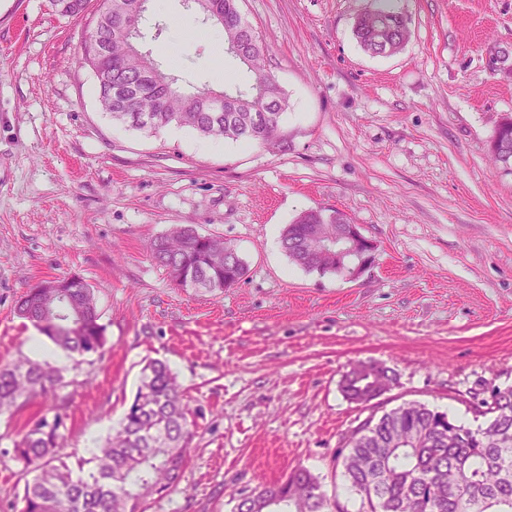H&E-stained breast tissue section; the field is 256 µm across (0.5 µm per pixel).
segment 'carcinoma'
I'll use <instances>...</instances> for the list:
<instances>
[{"label":"carcinoma","instance_id":"cac0c4a2","mask_svg":"<svg viewBox=\"0 0 512 512\" xmlns=\"http://www.w3.org/2000/svg\"><path fill=\"white\" fill-rule=\"evenodd\" d=\"M208 16L224 34V52L251 73V83L231 92L225 112L209 111L210 89L185 92L177 79L162 73L169 85L141 79L142 68L156 66L137 39L112 38L114 18L102 0L83 52L96 79L98 101L112 118L137 130L159 131L175 124L207 138L266 142L279 131L287 99L267 68L265 49L244 19L240 0H209ZM361 49L377 56L399 51L405 26L395 0H375L372 16L353 26ZM107 46L97 53L92 41ZM347 222L335 211L322 223L311 210L301 212L281 233L289 259L306 271L342 272L322 254L325 242ZM320 224V237L309 235ZM152 259L180 287L222 292L239 283L246 265L235 247L221 237L203 236L177 225L149 246ZM16 314L69 357L96 353L104 346V327L93 288L71 276L29 289L15 304ZM65 386L63 369L21 358L0 366V414L32 397L56 395ZM188 404L169 365L151 360L142 369L133 402L118 428L109 434L85 472L58 459L65 414L40 418L14 442L15 456L33 466L25 484L21 512H145L147 501L178 483L195 437ZM475 428L424 404L407 403L370 414L351 432L341 457L347 489L359 500L356 512H512V387L494 392ZM261 496L236 503L235 512H349L330 499L306 467L284 483L261 484Z\"/></svg>","mask_w":512,"mask_h":512}]
</instances>
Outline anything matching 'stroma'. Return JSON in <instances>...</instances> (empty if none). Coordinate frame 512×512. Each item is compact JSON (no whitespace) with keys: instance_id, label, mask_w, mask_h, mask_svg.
I'll use <instances>...</instances> for the list:
<instances>
[{"instance_id":"obj_1","label":"stroma","mask_w":512,"mask_h":512,"mask_svg":"<svg viewBox=\"0 0 512 512\" xmlns=\"http://www.w3.org/2000/svg\"><path fill=\"white\" fill-rule=\"evenodd\" d=\"M99 0L79 17L49 0H0V364L29 356L15 302L76 275L106 342L68 381L59 451L89 462L165 361L198 435L177 488L147 512H233L234 496L310 469L346 500L336 454L368 412L341 380L392 371L376 412L417 401L469 426L512 387V0H400L408 38L371 56L352 35L370 0H241L287 96L280 141L213 145L154 133L99 106L81 60ZM141 48L187 91L245 86L220 30L186 0L150 5ZM342 212L375 246L361 274L306 271L273 237L302 211ZM224 237L247 270L222 294L176 286L150 258L173 225ZM57 400L0 415V512H21L30 468L13 443Z\"/></svg>"}]
</instances>
